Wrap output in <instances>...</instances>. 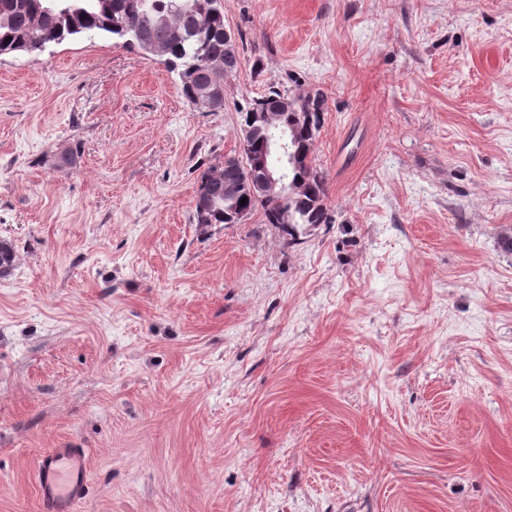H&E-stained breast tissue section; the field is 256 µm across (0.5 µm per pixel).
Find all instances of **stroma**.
Segmentation results:
<instances>
[{
  "label": "stroma",
  "mask_w": 512,
  "mask_h": 512,
  "mask_svg": "<svg viewBox=\"0 0 512 512\" xmlns=\"http://www.w3.org/2000/svg\"><path fill=\"white\" fill-rule=\"evenodd\" d=\"M224 108L109 36L0 56V512H512V0H222ZM277 85L331 223H197ZM77 165L58 164L61 151ZM40 511L76 512L86 496L87 461L82 448H54L36 469Z\"/></svg>",
  "instance_id": "35a3bbf8"
}]
</instances>
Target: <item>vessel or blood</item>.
<instances>
[{
    "label": "vessel or blood",
    "instance_id": "b4317fda",
    "mask_svg": "<svg viewBox=\"0 0 512 512\" xmlns=\"http://www.w3.org/2000/svg\"><path fill=\"white\" fill-rule=\"evenodd\" d=\"M36 478L41 512H77L87 489L84 450L55 448L43 454Z\"/></svg>",
    "mask_w": 512,
    "mask_h": 512
}]
</instances>
